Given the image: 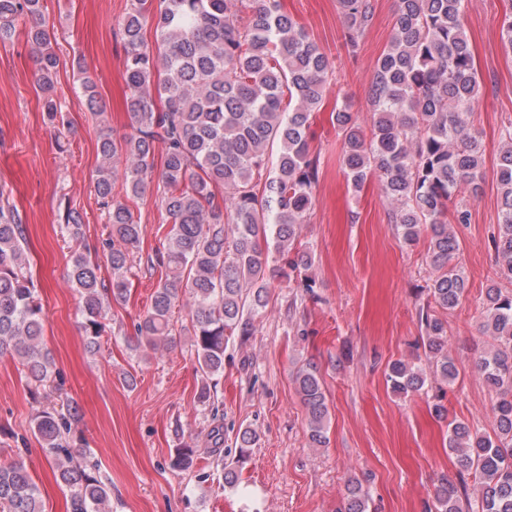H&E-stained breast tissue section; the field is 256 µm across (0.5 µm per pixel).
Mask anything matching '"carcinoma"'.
<instances>
[{
	"label": "carcinoma",
	"mask_w": 512,
	"mask_h": 512,
	"mask_svg": "<svg viewBox=\"0 0 512 512\" xmlns=\"http://www.w3.org/2000/svg\"><path fill=\"white\" fill-rule=\"evenodd\" d=\"M120 27L126 107L131 132L117 140L101 133L102 164L96 174L99 204L108 213V281L100 265L76 250L70 280L80 299L79 313L88 348L97 352L107 337L106 301L127 297L128 273L140 250L142 225L130 207L112 196L118 163L125 162L126 195L138 198L157 182L170 228L163 250L147 260L161 276L128 348L154 351L191 336L199 376L197 402L215 406L224 375V351L233 336L246 343L254 319L268 304L275 277L298 282L307 291L313 255L297 250L299 227L310 219L319 178V158L309 135L330 76L326 54L283 8L281 0H131ZM346 43L357 49L375 16V0H337ZM467 0H395L393 35L377 60L369 88L372 135L366 137L349 107L334 115L342 137L343 173L360 191L377 179L380 196L392 206V223L408 245L430 235L427 262L432 270L419 309L421 348L428 368L394 361L387 373L399 393L421 390L433 377L451 386L460 369L446 350L448 330L436 309L450 311L466 298L467 278L457 262L461 251L452 224H467L469 211L448 214V201L475 189L484 176L480 132L466 116L480 96L465 29ZM42 0H0V38L12 34L16 16L40 15ZM157 47L145 41L147 20ZM36 53L39 89L50 122L62 105L55 99L57 57L53 34L41 23L26 32ZM81 87L90 111L97 91L85 75ZM495 159L501 192L499 224L493 236L499 282L486 288L481 325L491 343L474 367L495 393V436L464 421H451L448 450L480 488L475 512H512V121L503 127ZM164 147L155 166L156 145ZM73 240L82 234V216L67 209ZM25 228L10 206L0 205V356L24 370L30 394L38 397L51 382L53 360L42 346L44 314L23 259ZM192 300L189 321H175L184 296ZM307 414L313 448L328 443V404L316 363L295 376ZM79 408L41 406L31 429L44 456L69 492L70 512H112V485L97 462L77 451ZM256 432L238 434V461L249 456ZM196 448L184 444L170 467L193 471ZM435 512H463L456 485L435 490ZM0 512H44L40 490L22 455L0 463ZM342 512H369V494L359 481L347 486Z\"/></svg>",
	"instance_id": "cac0c4a2"
}]
</instances>
